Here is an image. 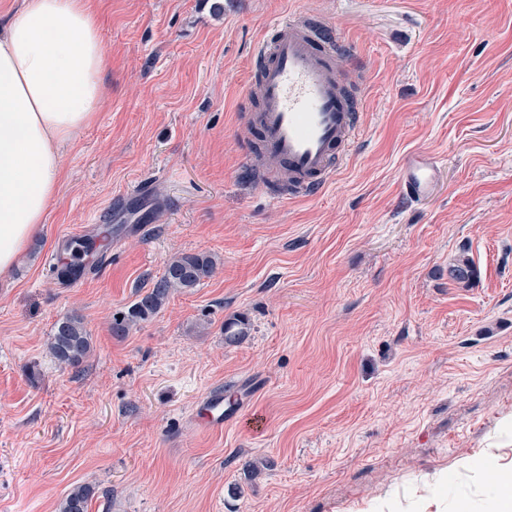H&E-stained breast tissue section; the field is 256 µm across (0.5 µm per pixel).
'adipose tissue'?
<instances>
[{
    "label": "adipose tissue",
    "mask_w": 512,
    "mask_h": 512,
    "mask_svg": "<svg viewBox=\"0 0 512 512\" xmlns=\"http://www.w3.org/2000/svg\"><path fill=\"white\" fill-rule=\"evenodd\" d=\"M105 67L88 0H22L0 31V273L44 223L61 150L101 108Z\"/></svg>",
    "instance_id": "obj_1"
}]
</instances>
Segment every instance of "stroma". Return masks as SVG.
I'll list each match as a JSON object with an SVG mask.
<instances>
[{
	"label": "stroma",
	"instance_id": "1",
	"mask_svg": "<svg viewBox=\"0 0 512 512\" xmlns=\"http://www.w3.org/2000/svg\"><path fill=\"white\" fill-rule=\"evenodd\" d=\"M104 103L18 265L0 273V512H487L512 468V0H94ZM360 69L364 132L319 196L273 199L248 165L250 59L287 10ZM422 151L437 193L407 201ZM148 179L143 232L84 258L58 236ZM218 266L112 334L176 254ZM56 256V274L45 272ZM468 258L466 284L448 268ZM92 351L60 365L55 322ZM247 336L226 345L224 324ZM252 393L223 431L207 392ZM439 166L425 153H408L400 169V182L404 193L412 202L429 200L435 193L439 180ZM49 350L60 364L79 368L91 350L90 336L82 318L71 314L59 319L50 336ZM241 409L242 407L233 408L231 405L225 408L224 392L217 389L199 399L196 417L204 431L218 432L223 431L224 423L234 420ZM94 488L88 485L74 486L62 500L59 512H89Z\"/></svg>",
	"mask_w": 512,
	"mask_h": 512
}]
</instances>
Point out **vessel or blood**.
<instances>
[{
	"instance_id": "obj_1",
	"label": "vessel or blood",
	"mask_w": 512,
	"mask_h": 512,
	"mask_svg": "<svg viewBox=\"0 0 512 512\" xmlns=\"http://www.w3.org/2000/svg\"><path fill=\"white\" fill-rule=\"evenodd\" d=\"M323 29V23L294 11L274 19L269 37L254 49L245 90L246 97L258 103L248 121L262 134V157L284 168L293 196L303 198L318 195L335 180L363 129L358 101L347 92L348 83H360V73L344 69L341 42L323 37ZM439 173L432 156L407 154L400 169L406 197L415 203L429 200ZM153 196L152 183L138 182L113 196L105 217L111 221L143 218ZM237 414L236 408L225 406L218 389L196 406L200 426L207 432L223 430Z\"/></svg>"
}]
</instances>
